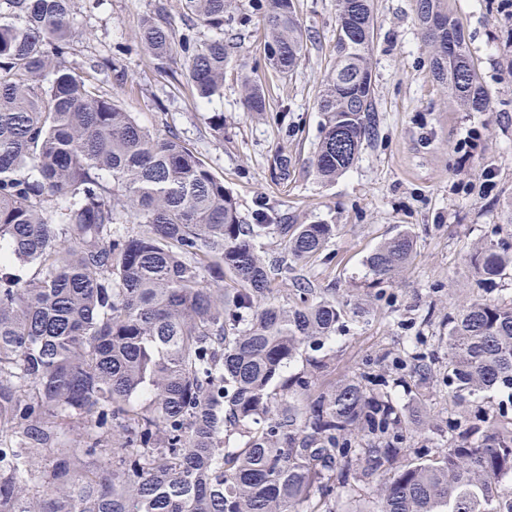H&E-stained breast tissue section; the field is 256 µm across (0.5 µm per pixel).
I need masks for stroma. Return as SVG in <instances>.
<instances>
[{"label": "stroma", "mask_w": 512, "mask_h": 512, "mask_svg": "<svg viewBox=\"0 0 512 512\" xmlns=\"http://www.w3.org/2000/svg\"><path fill=\"white\" fill-rule=\"evenodd\" d=\"M265 0H235L224 24L234 44L220 96H193L185 62L157 65L134 49L141 22L165 10L175 31L191 22L183 0H75L67 64L118 101L143 126L173 133L197 151L232 193L242 223L268 204L275 226L258 239L266 260L281 256V224H332L322 254L292 265L277 282L280 303L294 301L300 284L332 288L347 315L331 342L328 387L360 372L381 373L383 353L419 336L433 379L422 389L397 388L408 407L425 404L447 418L454 400L443 378L448 314L473 299H512V272L479 288L470 263L477 242L512 243V0H448L464 27L489 112H460L430 71L431 50L421 36L416 0H375L374 91L377 130L354 165L323 180L311 164L320 136L317 98L334 58L336 0H296L305 53L288 77L268 64L262 37ZM111 59L115 68L94 64ZM266 91L268 107L247 111L242 80ZM222 114L224 132L209 126ZM409 231L411 262L374 286L367 256L386 239Z\"/></svg>", "instance_id": "stroma-1"}]
</instances>
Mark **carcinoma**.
Returning a JSON list of instances; mask_svg holds the SVG:
<instances>
[{"label": "carcinoma", "instance_id": "cac0c4a2", "mask_svg": "<svg viewBox=\"0 0 512 512\" xmlns=\"http://www.w3.org/2000/svg\"><path fill=\"white\" fill-rule=\"evenodd\" d=\"M74 0H0V512H335L336 490L373 484L372 512H512V417L484 430L486 392L512 390V301L474 300L448 315L446 385L465 408L447 420L448 447H403L414 414L401 378L347 377L323 390L310 369L342 324L333 295L281 304L231 195L177 135L143 127L65 65ZM211 36L146 21L137 47L164 63L179 54L197 96L223 92L232 0H184ZM336 56L318 101L312 165L333 180L356 161L377 122L373 0H337ZM434 79L460 107L492 101L448 0H419ZM268 63L287 75L304 55L295 0H267ZM243 104L266 111L243 80ZM109 174L112 182L104 180ZM138 230L123 234L119 224ZM286 256L309 262L333 224H279ZM408 231L367 258L376 285L411 259ZM35 263L27 279L15 273ZM485 288L512 271V243L470 256ZM391 367L422 385L431 363L407 340ZM74 423L67 448L54 420ZM112 448L110 465L81 457ZM56 454L52 469L39 459ZM40 475L41 490L29 484Z\"/></svg>", "mask_w": 512, "mask_h": 512}]
</instances>
